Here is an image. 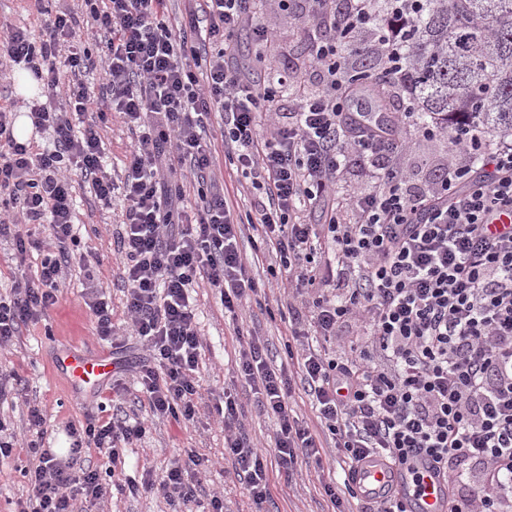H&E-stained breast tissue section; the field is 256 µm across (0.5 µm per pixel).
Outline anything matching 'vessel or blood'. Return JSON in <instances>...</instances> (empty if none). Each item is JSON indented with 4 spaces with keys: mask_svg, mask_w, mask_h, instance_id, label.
Masks as SVG:
<instances>
[{
    "mask_svg": "<svg viewBox=\"0 0 512 512\" xmlns=\"http://www.w3.org/2000/svg\"><path fill=\"white\" fill-rule=\"evenodd\" d=\"M56 369L81 393L109 379L114 365L109 352L90 351L72 344L58 353ZM417 470V476L413 477L373 456L359 467L356 484L362 496L380 505L387 494L393 493L404 502L408 512H445L447 501L442 480L426 462H419Z\"/></svg>",
    "mask_w": 512,
    "mask_h": 512,
    "instance_id": "obj_1",
    "label": "vessel or blood"
}]
</instances>
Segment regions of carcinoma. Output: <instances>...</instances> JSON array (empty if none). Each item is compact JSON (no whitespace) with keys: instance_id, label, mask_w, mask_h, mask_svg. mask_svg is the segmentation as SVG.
Here are the masks:
<instances>
[{"instance_id":"cac0c4a2","label":"carcinoma","mask_w":512,"mask_h":512,"mask_svg":"<svg viewBox=\"0 0 512 512\" xmlns=\"http://www.w3.org/2000/svg\"><path fill=\"white\" fill-rule=\"evenodd\" d=\"M415 10L401 60L409 110L450 130L478 125L512 136V0H420ZM347 78L394 105L392 84L370 65Z\"/></svg>"}]
</instances>
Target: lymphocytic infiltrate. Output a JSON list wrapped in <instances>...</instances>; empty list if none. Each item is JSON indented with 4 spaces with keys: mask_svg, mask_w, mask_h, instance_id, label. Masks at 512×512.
Listing matches in <instances>:
<instances>
[{
    "mask_svg": "<svg viewBox=\"0 0 512 512\" xmlns=\"http://www.w3.org/2000/svg\"><path fill=\"white\" fill-rule=\"evenodd\" d=\"M373 2L195 0L176 32L166 0H84L103 35L95 43L57 7L40 8V40L6 27L0 56L41 82L45 97L31 101L28 117L35 129L53 132L54 147L32 152L15 137L12 112L0 107L7 209L0 238L12 239L17 270L9 294H0V347L47 316L74 266L83 273L98 338L122 346L112 299L74 230L76 173L102 203L118 189L127 201L115 244L128 331L146 351L133 372L153 416L191 421L199 412L201 339L189 288L205 280L237 317L255 289L253 262L238 245L248 229L287 270L290 334L322 337L323 347L298 353L296 383L267 364L260 337L248 339L237 362L238 377L277 421L273 450L243 432L234 399L217 410L224 451L255 503L270 496L268 458L288 475L298 457L321 459L319 440L291 408L300 386L348 466L377 455L409 470L421 454L444 478L448 512H512V137L420 127L407 111L371 131L352 124L341 43L373 21ZM267 4L326 20L323 39L311 47L315 92L285 70L279 36L260 18ZM245 29L267 85L228 62L233 38ZM91 70L103 74L102 95L81 79ZM50 97L60 107L47 105ZM284 97L292 111H279ZM89 111L97 122L83 123ZM114 111L134 135L117 180L105 168L100 133ZM215 112L225 153L256 192L255 218L246 226L229 192L206 186L216 157L204 132ZM417 134L443 140L448 156L439 181L424 189L394 165ZM354 155L372 167L373 183L312 223L310 212ZM190 182L198 201L178 227V203ZM21 224L48 225V242L17 233ZM37 248L43 259L27 272V254ZM98 410L69 433L112 466L147 426L126 411L111 413L103 404ZM29 449L35 464L18 468L29 495L15 512H78L79 498L102 500L114 491H159L170 504L185 505L197 500L192 473L206 467L191 451L161 480L116 486L97 468L74 473L41 440Z\"/></svg>",
    "mask_w": 512,
    "mask_h": 512,
    "instance_id": "obj_1",
    "label": "lymphocytic infiltrate"
}]
</instances>
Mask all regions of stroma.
<instances>
[{
  "mask_svg": "<svg viewBox=\"0 0 512 512\" xmlns=\"http://www.w3.org/2000/svg\"><path fill=\"white\" fill-rule=\"evenodd\" d=\"M263 18L278 30L281 57L288 68L295 69L308 62L311 42L321 35L313 18L278 10L264 11ZM219 121V115H212L207 129L212 147L219 154L212 181L216 186L224 185L235 191L238 201L236 213L243 217L251 211L253 190L249 181L238 174L235 164L222 155L224 145L220 138ZM442 153V141L419 137L414 139L409 151L398 157L397 163L411 172L416 183L428 184L439 178L435 161ZM74 196L77 232L99 261L100 278L112 294L113 322L124 324L126 313L124 285L120 278L122 269L113 250L111 228L119 224L127 202L118 193L113 196L110 206H103L95 201L88 185L80 181L75 184ZM277 263L274 253L261 254L257 267L261 283L244 308L246 328L263 337L266 360L276 369L287 367L289 363L287 299L282 289L266 283L269 267ZM82 291L81 275L73 274L46 322L24 327L17 345L0 349V367L15 371L22 379L19 397L0 401V412L11 415L15 422L20 442L15 453L19 457H26V445L33 438L26 424L24 399L37 398L47 411L43 438L45 446L66 449L73 444L68 434L69 426L84 421L86 414L96 408L100 398L110 392L108 385L104 384L76 394L54 368L55 357L65 344L76 343L94 349L102 346L95 334L93 319L84 303ZM192 297L203 339L199 358L200 414L190 422L150 417L147 402L137 399L139 386L132 372L118 370L114 378L121 385L123 405L133 406L138 415L146 417L149 430L137 447L125 449L124 462L115 469L116 481L121 483L146 472L161 477L174 463L185 460L187 452L193 450L209 460L206 472L197 476L199 498L206 503L212 497H220L222 512H332L320 475L326 472L336 480H343L344 457L337 450L331 435L323 431L311 397L303 393L296 394L293 409L300 419L309 424L324 448L321 466L301 460L293 475L288 476L279 471L275 459H268L271 495L259 505L250 498L236 475L233 458L224 451V426L215 408L223 404L225 395H232L242 414L246 432L255 443L266 448L273 447L275 443L277 421L260 410L251 387L236 378L235 360L240 343L232 324L224 318L219 293L203 285L193 292Z\"/></svg>",
  "mask_w": 512,
  "mask_h": 512,
  "instance_id": "1",
  "label": "stroma"
}]
</instances>
